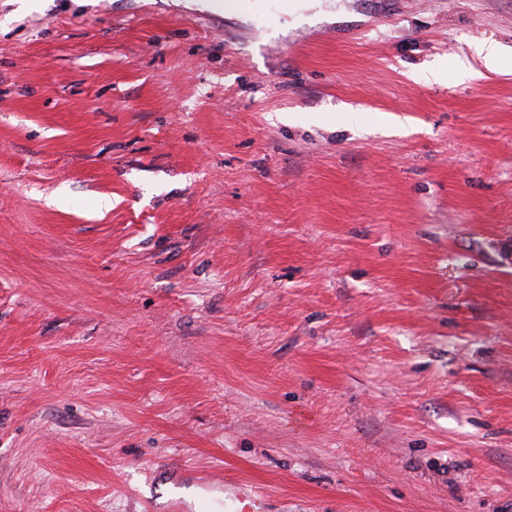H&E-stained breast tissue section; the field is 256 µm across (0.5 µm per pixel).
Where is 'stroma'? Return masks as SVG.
I'll use <instances>...</instances> for the list:
<instances>
[{
  "label": "stroma",
  "instance_id": "1",
  "mask_svg": "<svg viewBox=\"0 0 512 512\" xmlns=\"http://www.w3.org/2000/svg\"><path fill=\"white\" fill-rule=\"evenodd\" d=\"M38 2L0 0V512H512V72L471 51L512 0Z\"/></svg>",
  "mask_w": 512,
  "mask_h": 512
}]
</instances>
